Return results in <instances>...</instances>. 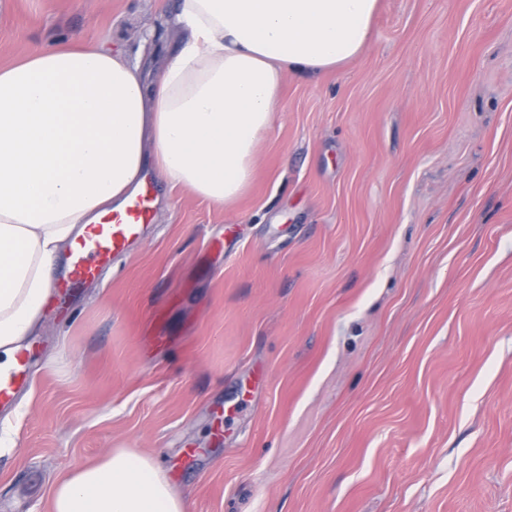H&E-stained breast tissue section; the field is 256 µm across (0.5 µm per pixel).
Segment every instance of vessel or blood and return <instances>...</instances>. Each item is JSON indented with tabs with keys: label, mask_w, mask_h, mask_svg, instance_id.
<instances>
[{
	"label": "vessel or blood",
	"mask_w": 512,
	"mask_h": 512,
	"mask_svg": "<svg viewBox=\"0 0 512 512\" xmlns=\"http://www.w3.org/2000/svg\"><path fill=\"white\" fill-rule=\"evenodd\" d=\"M152 217V187L144 185L132 196L124 209L106 214L95 224L87 225L66 261L67 271L59 287L94 279L100 270L122 255L129 242L139 238ZM32 361L28 352H19L14 364L0 370V409L13 404L21 391L32 383Z\"/></svg>",
	"instance_id": "b4317fda"
}]
</instances>
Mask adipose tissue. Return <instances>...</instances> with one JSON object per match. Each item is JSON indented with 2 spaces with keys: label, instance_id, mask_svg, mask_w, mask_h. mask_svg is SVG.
Returning a JSON list of instances; mask_svg holds the SVG:
<instances>
[{
  "label": "adipose tissue",
  "instance_id": "obj_1",
  "mask_svg": "<svg viewBox=\"0 0 512 512\" xmlns=\"http://www.w3.org/2000/svg\"><path fill=\"white\" fill-rule=\"evenodd\" d=\"M189 36L163 69L102 48H35L0 67V369L31 336L51 269L85 225L124 208L146 157L173 186L227 207L250 188L284 80L342 68L379 0H175ZM51 512H185L125 448L59 479Z\"/></svg>",
  "mask_w": 512,
  "mask_h": 512
}]
</instances>
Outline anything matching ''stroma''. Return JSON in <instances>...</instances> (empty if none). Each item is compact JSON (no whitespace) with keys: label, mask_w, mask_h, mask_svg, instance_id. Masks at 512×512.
<instances>
[{"label":"stroma","mask_w":512,"mask_h":512,"mask_svg":"<svg viewBox=\"0 0 512 512\" xmlns=\"http://www.w3.org/2000/svg\"><path fill=\"white\" fill-rule=\"evenodd\" d=\"M172 6L6 0L0 64L156 72ZM149 179L145 234L27 341L0 512L113 448L187 512H512V0H380L357 59L287 78L232 207Z\"/></svg>","instance_id":"35a3bbf8"}]
</instances>
